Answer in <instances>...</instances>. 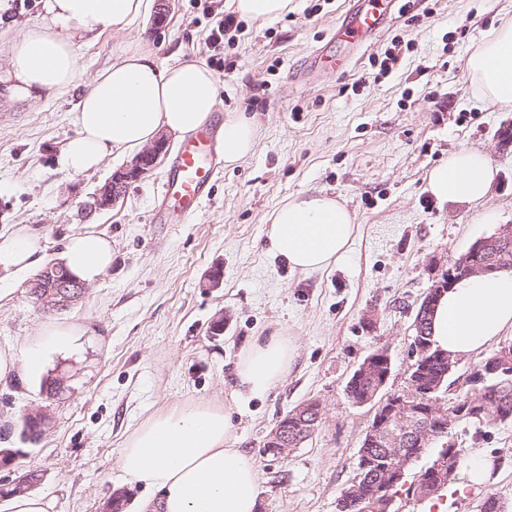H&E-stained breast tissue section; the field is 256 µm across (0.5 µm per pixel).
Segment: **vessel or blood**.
<instances>
[{
    "label": "vessel or blood",
    "instance_id": "vessel-or-blood-1",
    "mask_svg": "<svg viewBox=\"0 0 512 512\" xmlns=\"http://www.w3.org/2000/svg\"><path fill=\"white\" fill-rule=\"evenodd\" d=\"M397 0H354L336 26L337 40L355 43L374 35L396 15ZM217 134L203 126L184 140L170 163L162 185L166 205L159 219L177 224L189 223L199 212L203 200L219 174Z\"/></svg>",
    "mask_w": 512,
    "mask_h": 512
}]
</instances>
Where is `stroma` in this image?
I'll use <instances>...</instances> for the list:
<instances>
[{"instance_id":"35a3bbf8","label":"stroma","mask_w":512,"mask_h":512,"mask_svg":"<svg viewBox=\"0 0 512 512\" xmlns=\"http://www.w3.org/2000/svg\"><path fill=\"white\" fill-rule=\"evenodd\" d=\"M169 6L162 27L144 18L76 40L81 77L69 92L13 102L0 88V234L28 227L42 238L46 264L84 225L112 240L111 267L70 308L35 302L27 288L34 270L0 281V345L24 344L49 323L82 332L79 351L49 362L70 378L63 396L46 397L40 377L25 373L0 381V448L23 451L0 480L40 471L36 492L50 512H100L119 488L127 512H143L156 496L126 484L125 439L155 412L217 401L232 406L237 445L256 458L259 512H336L372 418L346 394L351 374L383 349L392 362L387 391L403 387L424 294L474 242L512 225V145L498 140L512 112L476 98L465 66L512 17V0H421L337 75L304 60L327 42L348 0H292L288 14L244 20L243 33L220 45L209 34L227 0ZM49 21L44 0H0V46ZM139 38L167 66L223 59L219 114L243 111L257 121L253 154L221 168L187 224L153 221L169 157L106 209L95 194L132 153L81 175L63 166L88 80L111 65L120 43ZM388 51L397 61L383 74L375 61ZM464 146L483 150L496 169L488 197L475 208L438 204L425 189L428 173ZM317 192L346 201L357 231L337 263L298 274L268 253V217L288 197ZM214 270L223 283L209 290L203 282ZM219 317L224 330L215 336ZM274 332L296 345L288 375L265 398H232L242 350ZM306 400L321 406L314 433L288 457L263 454L277 421ZM41 406L51 424L37 441L24 440L23 418ZM450 441L482 450L495 474L466 495L440 496L444 512H477L490 492L512 512V423L462 422Z\"/></svg>"}]
</instances>
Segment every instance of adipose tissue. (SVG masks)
<instances>
[{
    "label": "adipose tissue",
    "instance_id": "obj_1",
    "mask_svg": "<svg viewBox=\"0 0 512 512\" xmlns=\"http://www.w3.org/2000/svg\"><path fill=\"white\" fill-rule=\"evenodd\" d=\"M153 5V0H45L50 24L13 37L0 56V83L18 102L46 90H68L80 77L75 39L122 30L149 15ZM466 69L485 103L512 109V21L477 45ZM219 103L217 78L206 66L194 61L165 66L147 43L120 45L112 65L92 77L79 102L78 132L65 146L63 163L84 174L112 153L141 149L160 132L193 133ZM256 140L252 117L225 116V164L250 156ZM494 176L485 153L462 148L429 172L426 189L439 203L473 206L485 199ZM269 221V252L304 274L341 259L357 230L345 203L321 193L288 198ZM40 250V239L23 231L0 239V271L28 269ZM59 261L77 280L92 283L112 264V242L91 228L73 232ZM430 322L434 347L453 358L489 351L512 329V270L460 279L438 299ZM76 336L73 329L49 326L34 345L0 346V379L40 373L47 353L75 347ZM294 352L282 335L256 337L236 366V395H267L286 377ZM235 440L230 409L189 402L141 422L120 450V468L129 483L157 493L151 512H256L257 462L235 447Z\"/></svg>",
    "mask_w": 512,
    "mask_h": 512
}]
</instances>
